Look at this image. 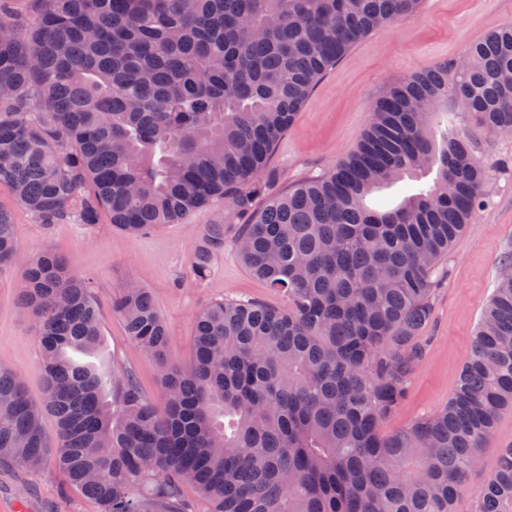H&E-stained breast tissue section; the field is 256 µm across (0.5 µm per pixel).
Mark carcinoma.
<instances>
[{"mask_svg": "<svg viewBox=\"0 0 512 512\" xmlns=\"http://www.w3.org/2000/svg\"><path fill=\"white\" fill-rule=\"evenodd\" d=\"M0 0V186L39 224L139 233L215 199L199 280L232 240L287 306L215 299L195 316L191 367L163 371L164 413L130 374L76 363L96 353L91 282L60 255L25 264L22 309L38 339L44 395L0 367V461L48 457L99 512H452L512 412V276L487 300L448 404L391 434L424 353L439 263L482 201L487 168L468 134L430 118L461 100L478 127L512 133V24L387 87L357 149L286 190L270 155L317 82L374 30L422 0ZM436 171L393 207L373 192ZM17 261L0 208V269ZM126 334L163 360L166 321L148 289L112 301ZM56 422V441L41 420ZM477 512H512V445Z\"/></svg>", "mask_w": 512, "mask_h": 512, "instance_id": "carcinoma-1", "label": "carcinoma"}]
</instances>
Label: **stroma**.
Instances as JSON below:
<instances>
[{
    "mask_svg": "<svg viewBox=\"0 0 512 512\" xmlns=\"http://www.w3.org/2000/svg\"><path fill=\"white\" fill-rule=\"evenodd\" d=\"M512 23V0H423L419 12L385 25L355 44L314 87L294 124L276 145L270 167L282 185L316 174L354 152L369 121V106L386 87L407 75L463 57L490 30ZM472 134L477 154L488 168L483 204L444 256V272L431 295L432 316L424 332L426 353L416 363L407 397L381 430L389 434L441 409L452 395L462 367L471 357L472 339L484 305L512 263V136L477 128L460 100L448 102L447 115L433 119L443 131L446 117ZM0 207L15 215L17 264L0 270V366L14 370L29 395L40 399V351L19 302L23 264L51 250L90 278L101 306L102 350L77 355L118 373L134 376L151 400H158L157 361L132 343L112 299L129 283L149 289L169 329V364L191 362L195 313L213 299L245 298L274 308L286 299L252 277L232 243H225L205 282H198L192 261L204 243L205 227L225 214L223 201L201 208L181 224H163L138 236L112 226L102 216L95 228L82 224H38L19 209L8 188L0 187ZM512 445V413H503L486 448L453 504V512H476L480 492L496 471L501 448ZM29 512H97L94 502L65 488L54 465L33 474L0 463V512L14 502Z\"/></svg>",
    "mask_w": 512,
    "mask_h": 512,
    "instance_id": "obj_1",
    "label": "stroma"
}]
</instances>
